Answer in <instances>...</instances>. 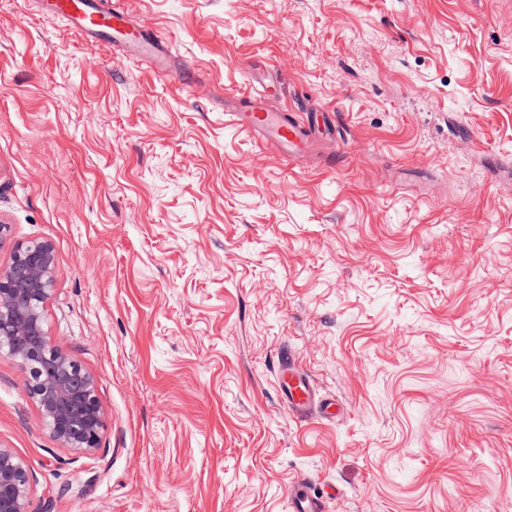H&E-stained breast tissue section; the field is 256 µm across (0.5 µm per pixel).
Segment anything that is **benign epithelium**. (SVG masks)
<instances>
[{
  "instance_id": "benign-epithelium-1",
  "label": "benign epithelium",
  "mask_w": 512,
  "mask_h": 512,
  "mask_svg": "<svg viewBox=\"0 0 512 512\" xmlns=\"http://www.w3.org/2000/svg\"><path fill=\"white\" fill-rule=\"evenodd\" d=\"M54 273L50 243L15 249L10 266L0 271V336L29 370V391L50 435L67 448L90 452L99 447L104 413L93 376L54 345L44 327ZM30 505L28 466L0 445V512H30Z\"/></svg>"
}]
</instances>
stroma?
Segmentation results:
<instances>
[{
    "mask_svg": "<svg viewBox=\"0 0 512 512\" xmlns=\"http://www.w3.org/2000/svg\"><path fill=\"white\" fill-rule=\"evenodd\" d=\"M160 74L0 0V224L47 241L53 343L100 445L56 441L0 351L32 512H512V0H125ZM262 65L335 113L298 167L224 122ZM291 348L344 409L291 417ZM335 493L317 492L307 476H300L288 487V510L290 512H330Z\"/></svg>",
    "mask_w": 512,
    "mask_h": 512,
    "instance_id": "35a3bbf8",
    "label": "stroma"
}]
</instances>
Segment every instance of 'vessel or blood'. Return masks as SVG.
Returning a JSON list of instances; mask_svg holds the SVG:
<instances>
[{
  "instance_id": "b4317fda",
  "label": "vessel or blood",
  "mask_w": 512,
  "mask_h": 512,
  "mask_svg": "<svg viewBox=\"0 0 512 512\" xmlns=\"http://www.w3.org/2000/svg\"><path fill=\"white\" fill-rule=\"evenodd\" d=\"M54 16L65 19L84 38L133 50L140 61L163 71L172 53L170 43L153 34L148 26L135 23L120 4L103 8L99 0H46ZM256 91L240 95L224 109L228 123L251 135L273 158L302 164L313 145H321L328 156H335L342 142L336 137V116L331 112L277 110L270 101L278 92L269 76L253 69ZM279 388L281 403L297 419L334 417V402L320 398L306 371L290 355H283ZM332 493L318 492L309 477H298L288 488L289 512H330Z\"/></svg>"
}]
</instances>
